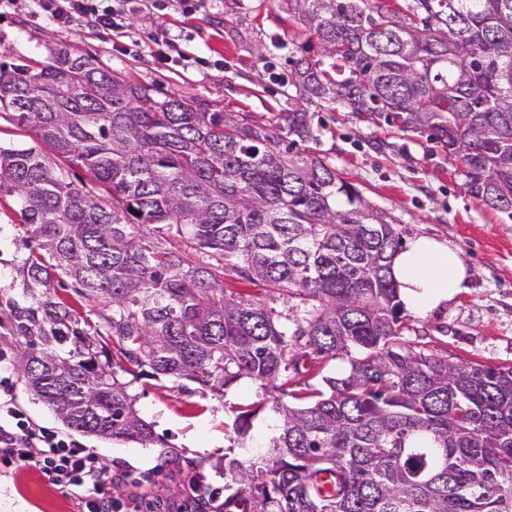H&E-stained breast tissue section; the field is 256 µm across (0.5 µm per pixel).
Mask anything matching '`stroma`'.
I'll list each match as a JSON object with an SVG mask.
<instances>
[{"mask_svg":"<svg viewBox=\"0 0 512 512\" xmlns=\"http://www.w3.org/2000/svg\"><path fill=\"white\" fill-rule=\"evenodd\" d=\"M126 25L133 47L122 54L108 30L59 26L32 0H10L0 8V50L42 61L50 47L71 44L155 96H183L209 112H240L259 121L287 110L292 59L323 57L319 46H307L303 26L281 0H205L192 15L174 9L172 0H131ZM169 31L180 34L182 50L196 57L192 67L154 54ZM314 136L315 151L387 220L408 228L411 237L449 245L472 272L448 302L410 312L407 340L454 364L512 367V220L469 195L463 176L424 137L359 120L340 102L315 108ZM131 391L140 416L153 422L178 457L165 466L159 448L80 437L123 483L124 512H224V473L215 466L228 445L224 410L276 397V389L243 379L219 396L200 393L191 382L181 387L143 378ZM199 482L216 492L202 509L192 498ZM21 502L28 512H80L73 493L35 465L0 470V512H13Z\"/></svg>","mask_w":512,"mask_h":512,"instance_id":"obj_1","label":"stroma"}]
</instances>
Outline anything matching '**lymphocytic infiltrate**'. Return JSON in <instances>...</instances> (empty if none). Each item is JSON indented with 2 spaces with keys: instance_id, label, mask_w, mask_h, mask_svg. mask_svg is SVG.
Returning <instances> with one entry per match:
<instances>
[{
  "instance_id": "obj_1",
  "label": "lymphocytic infiltrate",
  "mask_w": 512,
  "mask_h": 512,
  "mask_svg": "<svg viewBox=\"0 0 512 512\" xmlns=\"http://www.w3.org/2000/svg\"><path fill=\"white\" fill-rule=\"evenodd\" d=\"M51 22L122 31L129 0H35ZM13 366L0 356V466L43 467L52 481L76 490L82 512H112V477L92 454L58 433L30 422L9 395Z\"/></svg>"
}]
</instances>
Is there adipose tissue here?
<instances>
[{
  "mask_svg": "<svg viewBox=\"0 0 512 512\" xmlns=\"http://www.w3.org/2000/svg\"><path fill=\"white\" fill-rule=\"evenodd\" d=\"M391 273L401 301L415 311L448 301L471 276L457 251L427 237L413 239L397 253Z\"/></svg>",
  "mask_w": 512,
  "mask_h": 512,
  "instance_id": "1",
  "label": "adipose tissue"
}]
</instances>
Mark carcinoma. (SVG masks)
Returning a JSON list of instances; mask_svg holds the SVG:
<instances>
[{"instance_id":"cac0c4a2","label":"carcinoma","mask_w":512,"mask_h":512,"mask_svg":"<svg viewBox=\"0 0 512 512\" xmlns=\"http://www.w3.org/2000/svg\"><path fill=\"white\" fill-rule=\"evenodd\" d=\"M283 2L332 63L294 62L302 103L273 123L156 98L66 43L34 66L0 59V111L54 154L0 145L21 218L0 258L14 368L69 430L149 448L163 440L130 393L143 375L222 395L346 355L342 374L272 400L257 454L256 411L230 407L224 512H512V368L415 350L391 275L406 230L293 150L314 139L303 103L342 102L435 143L512 219V0ZM230 271L300 302L285 315L233 292Z\"/></svg>"}]
</instances>
